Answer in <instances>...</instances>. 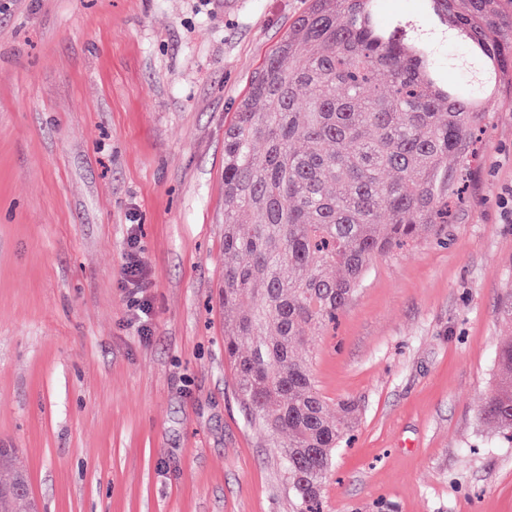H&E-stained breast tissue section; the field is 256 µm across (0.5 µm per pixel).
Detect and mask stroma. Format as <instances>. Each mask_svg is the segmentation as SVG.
<instances>
[{
	"label": "stroma",
	"instance_id": "stroma-1",
	"mask_svg": "<svg viewBox=\"0 0 512 512\" xmlns=\"http://www.w3.org/2000/svg\"><path fill=\"white\" fill-rule=\"evenodd\" d=\"M308 6L0 0V448L39 512H295L224 357V129ZM379 15L462 51L423 0ZM468 196L442 240L373 258L312 349L359 405L324 512H512V444L478 415L512 336V104Z\"/></svg>",
	"mask_w": 512,
	"mask_h": 512
}]
</instances>
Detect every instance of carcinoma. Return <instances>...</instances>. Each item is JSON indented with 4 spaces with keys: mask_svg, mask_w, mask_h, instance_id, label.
<instances>
[{
    "mask_svg": "<svg viewBox=\"0 0 512 512\" xmlns=\"http://www.w3.org/2000/svg\"><path fill=\"white\" fill-rule=\"evenodd\" d=\"M377 0H311L224 130V356L251 422L275 440L296 512H322L323 482L357 406L331 417L297 350L336 321L371 258L452 217L480 156L495 94L512 95V0H425L469 33L478 81L437 78L410 20L380 26ZM334 265L332 278L324 268ZM480 419L512 439V340L494 357ZM0 512H35L26 476L0 484Z\"/></svg>",
    "mask_w": 512,
    "mask_h": 512,
    "instance_id": "1",
    "label": "carcinoma"
}]
</instances>
